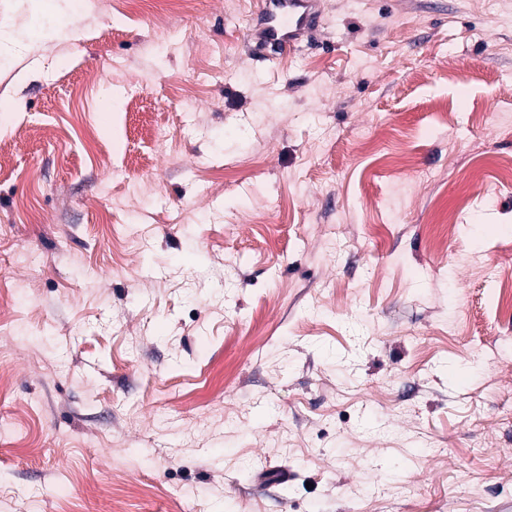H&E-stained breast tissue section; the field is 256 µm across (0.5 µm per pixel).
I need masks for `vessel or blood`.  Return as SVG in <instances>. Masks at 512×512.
Masks as SVG:
<instances>
[{
    "instance_id": "obj_1",
    "label": "vessel or blood",
    "mask_w": 512,
    "mask_h": 512,
    "mask_svg": "<svg viewBox=\"0 0 512 512\" xmlns=\"http://www.w3.org/2000/svg\"><path fill=\"white\" fill-rule=\"evenodd\" d=\"M265 26L260 34L259 51L265 55L281 52L293 44L309 25L312 0H260Z\"/></svg>"
}]
</instances>
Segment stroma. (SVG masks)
Listing matches in <instances>:
<instances>
[{
  "label": "stroma",
  "mask_w": 512,
  "mask_h": 512,
  "mask_svg": "<svg viewBox=\"0 0 512 512\" xmlns=\"http://www.w3.org/2000/svg\"><path fill=\"white\" fill-rule=\"evenodd\" d=\"M319 11L0 0V512H512V0ZM265 27L260 34L257 49L264 55L282 54L288 50L301 31L311 22V0H260Z\"/></svg>",
  "instance_id": "1"
}]
</instances>
